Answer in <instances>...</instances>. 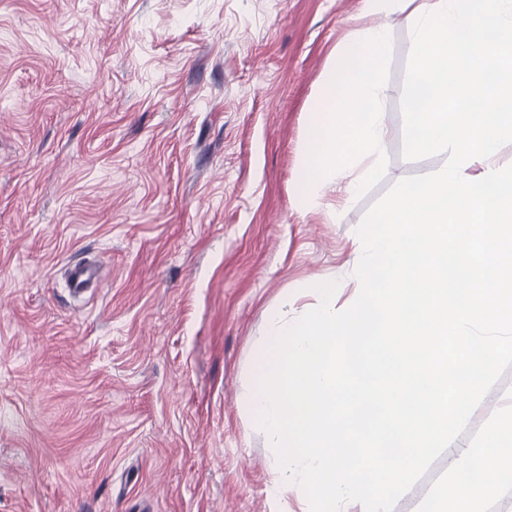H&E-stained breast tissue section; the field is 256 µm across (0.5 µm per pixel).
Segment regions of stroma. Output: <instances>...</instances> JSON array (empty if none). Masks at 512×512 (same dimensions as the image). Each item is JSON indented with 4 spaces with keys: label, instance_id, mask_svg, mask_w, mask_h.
I'll return each instance as SVG.
<instances>
[{
    "label": "stroma",
    "instance_id": "stroma-1",
    "mask_svg": "<svg viewBox=\"0 0 512 512\" xmlns=\"http://www.w3.org/2000/svg\"><path fill=\"white\" fill-rule=\"evenodd\" d=\"M364 0H0V512H270L248 407L269 312L357 295L398 181L411 20H390L383 179L304 214L300 148ZM102 262L73 297L65 267ZM512 368L457 440L507 402Z\"/></svg>",
    "mask_w": 512,
    "mask_h": 512
}]
</instances>
